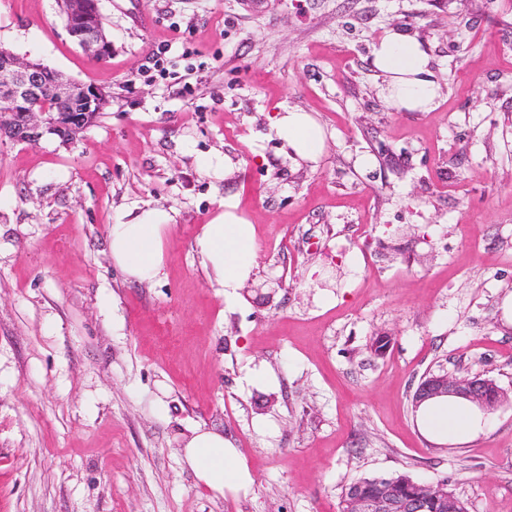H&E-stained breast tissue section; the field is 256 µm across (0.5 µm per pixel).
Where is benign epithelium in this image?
<instances>
[{
    "label": "benign epithelium",
    "instance_id": "obj_1",
    "mask_svg": "<svg viewBox=\"0 0 512 512\" xmlns=\"http://www.w3.org/2000/svg\"><path fill=\"white\" fill-rule=\"evenodd\" d=\"M59 3L66 17L65 29L74 43L95 59L112 50L101 24L98 0ZM47 94L54 99L55 109L35 111L36 102ZM0 102L9 107L0 117V142L35 143L50 136L66 145L96 122L109 95L97 86L73 82L40 62L8 52L0 56ZM440 394L462 395L488 411L500 404L488 384L446 373L421 378L414 403ZM429 501L437 502L446 512H458L457 500L445 482L417 484L405 498L396 496L384 483L375 495L354 498L351 512H421Z\"/></svg>",
    "mask_w": 512,
    "mask_h": 512
}]
</instances>
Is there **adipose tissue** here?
<instances>
[{
    "mask_svg": "<svg viewBox=\"0 0 512 512\" xmlns=\"http://www.w3.org/2000/svg\"><path fill=\"white\" fill-rule=\"evenodd\" d=\"M374 68L384 77L387 104L398 111L426 112L438 96L430 70V56L423 44L399 29H391L372 53ZM275 135L303 160L317 162L326 148L322 126L307 112L286 109L274 118ZM172 220L164 210L148 208L132 220L118 221L109 229L113 261L129 277L140 281L158 278L164 265L166 233ZM196 247L225 298L232 299L250 277L255 262V229L225 203L222 214L204 225ZM420 431L439 443L466 444L490 426L487 412L453 396L426 400L416 407ZM184 463L197 479L217 492L247 489L251 476L237 448L219 432L196 429L182 450Z\"/></svg>",
    "mask_w": 512,
    "mask_h": 512,
    "instance_id": "adipose-tissue-1",
    "label": "adipose tissue"
}]
</instances>
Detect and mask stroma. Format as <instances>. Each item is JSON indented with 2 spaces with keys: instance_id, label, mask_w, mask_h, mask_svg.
Wrapping results in <instances>:
<instances>
[{
  "instance_id": "obj_1",
  "label": "stroma",
  "mask_w": 512,
  "mask_h": 512,
  "mask_svg": "<svg viewBox=\"0 0 512 512\" xmlns=\"http://www.w3.org/2000/svg\"><path fill=\"white\" fill-rule=\"evenodd\" d=\"M100 9L104 61L57 0H0V48L109 96L69 145L0 143V512H338L350 482L397 473L512 512V0ZM393 28L428 48L432 111L383 98L372 52ZM286 108L325 129L318 162L272 132ZM228 201L256 236L232 301L195 247ZM147 208L173 221L140 282L109 226ZM429 371L507 393L487 433L418 431ZM199 427L239 448L247 490L183 463Z\"/></svg>"
}]
</instances>
